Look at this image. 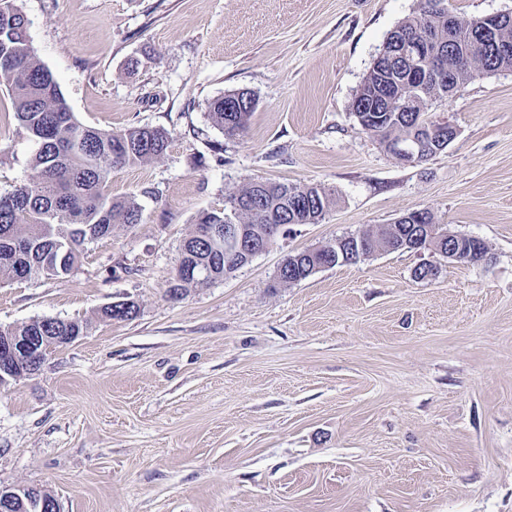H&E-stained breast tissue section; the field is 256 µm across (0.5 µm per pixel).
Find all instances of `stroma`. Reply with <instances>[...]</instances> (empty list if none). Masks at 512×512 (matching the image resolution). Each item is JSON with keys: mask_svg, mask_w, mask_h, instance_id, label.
<instances>
[{"mask_svg": "<svg viewBox=\"0 0 512 512\" xmlns=\"http://www.w3.org/2000/svg\"><path fill=\"white\" fill-rule=\"evenodd\" d=\"M15 3L79 122L161 128L168 147L112 174L140 223L67 277L0 280V326L87 324L0 387V487L48 490L61 512H512V70L428 104L458 135L407 164L351 103L420 0ZM239 89L257 107L228 138L209 105ZM32 150L0 87V194L31 179ZM255 180L331 204L170 299L197 214ZM418 209L484 260L381 251L275 284L289 254ZM425 262L436 276L414 279ZM123 300L133 320L101 319Z\"/></svg>", "mask_w": 512, "mask_h": 512, "instance_id": "35a3bbf8", "label": "stroma"}]
</instances>
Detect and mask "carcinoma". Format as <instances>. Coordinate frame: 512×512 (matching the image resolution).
I'll return each instance as SVG.
<instances>
[{
  "instance_id": "cac0c4a2",
  "label": "carcinoma",
  "mask_w": 512,
  "mask_h": 512,
  "mask_svg": "<svg viewBox=\"0 0 512 512\" xmlns=\"http://www.w3.org/2000/svg\"><path fill=\"white\" fill-rule=\"evenodd\" d=\"M421 0L418 15L398 25L396 35L417 41L430 39L441 54L439 65L465 82L482 72L512 69V56H486L485 61L464 63L448 51V8ZM415 80L405 73L396 58L394 44L370 68L352 101V112L361 129L386 144L412 131L416 119L425 123L429 102L448 99V86L424 94L413 92ZM0 86L7 89L14 117L36 149L30 159L32 179L12 192L0 194V278L30 280L43 276L64 277L74 269L83 247L112 234L116 225L137 224L140 207L132 200L114 197L109 191L112 171L142 164L164 154L168 146L165 131L135 127L106 131L84 125L69 111L52 72L36 57L29 36V21L14 4L0 0ZM384 87L389 99L381 100L374 90ZM257 106L248 91L228 93L210 103L209 116L224 135L243 133ZM331 194L307 184L255 181L229 196L224 210L200 213L194 228L222 224L229 217L256 235L269 224H317L325 216ZM419 224H385L361 234L367 250H405L415 240L424 248H459L463 263L481 260L485 244L474 237ZM291 285L311 275L312 264L305 252L289 255ZM55 320L33 319L16 327H0L1 334L28 330L41 325L49 336L71 331L77 336L85 326L71 321L69 328L54 326Z\"/></svg>"
}]
</instances>
